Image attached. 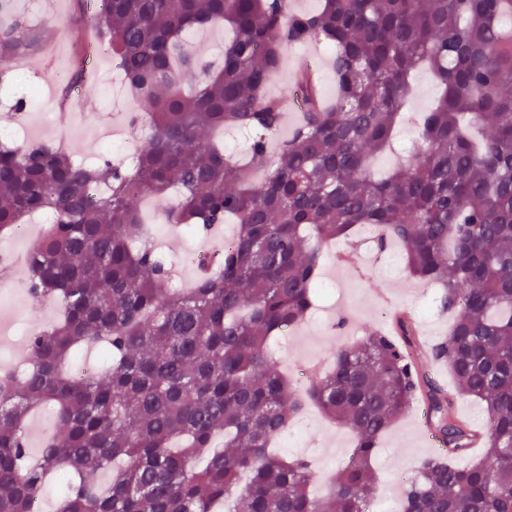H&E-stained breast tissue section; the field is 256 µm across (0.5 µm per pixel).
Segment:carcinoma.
<instances>
[{
    "label": "carcinoma",
    "mask_w": 512,
    "mask_h": 512,
    "mask_svg": "<svg viewBox=\"0 0 512 512\" xmlns=\"http://www.w3.org/2000/svg\"><path fill=\"white\" fill-rule=\"evenodd\" d=\"M94 4L93 39L141 99L145 149L132 162L85 165L53 141L0 142V233L58 212L27 258L32 298L56 297L61 319L28 339L30 366L0 367V512H34L44 478L74 475L57 512H373L378 440L419 399L440 443L402 483V512H512V0H73ZM232 31L215 69L183 51L186 32ZM15 0H0V62L27 51ZM334 48L336 99L303 66L292 80L300 121L277 143L281 98L266 87L287 44ZM428 63L441 87L420 142L386 178L370 173L392 143L409 76ZM260 132L250 167L203 139ZM267 170L252 182L249 168ZM178 193L169 224L237 231L191 288L170 285L146 240L140 203ZM383 229L407 268L438 286L448 335L432 346L450 391L419 373L418 325L368 328L332 371L300 387L270 342L312 306L320 244L357 226ZM107 347L104 371L68 370L85 342ZM482 405L486 426L459 418L454 395ZM356 444L329 491H309V460L271 439L308 404ZM53 407L60 436L28 460L31 408ZM483 449L468 466L453 460Z\"/></svg>",
    "instance_id": "1"
}]
</instances>
